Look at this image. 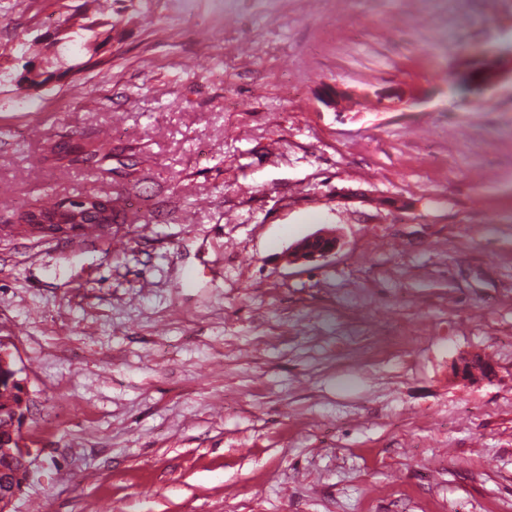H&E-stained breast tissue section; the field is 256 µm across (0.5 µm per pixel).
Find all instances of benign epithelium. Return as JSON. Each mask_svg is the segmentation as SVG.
I'll use <instances>...</instances> for the list:
<instances>
[{
    "mask_svg": "<svg viewBox=\"0 0 512 512\" xmlns=\"http://www.w3.org/2000/svg\"><path fill=\"white\" fill-rule=\"evenodd\" d=\"M508 65L512 67V57L506 60L502 55L495 53L490 64L468 65L462 71L453 69L448 71V83L452 85L456 81L462 80L471 86L491 88L496 84L499 74L505 71ZM73 73H75L73 69L54 67L48 58H33L26 61L17 82L26 90H40L52 83L66 82ZM374 95L380 103L392 107L403 100L405 92L400 87L391 85L375 91ZM367 97H369L367 93H356L339 86L325 85L322 88L320 99L339 112L342 103L357 104ZM110 226H112V209L101 208L98 201L92 197L69 201L57 215L39 214L34 222L28 224L31 233L51 237L77 236L89 227L105 231ZM335 251L336 240L333 237L325 234H313L289 247L288 258L303 262L325 260ZM19 373L20 370L15 368L5 342L0 339V383L21 388L23 398L21 407L24 408L30 406L31 398L27 381L19 377ZM493 373V360L490 357L483 359L465 357L455 366L457 377L468 383L488 380ZM27 418L28 411L26 410L21 415L16 413L13 416L15 435L12 436L14 445L12 454L19 461V470L0 471V512H11L20 497L24 481L31 472L32 451L22 443V431Z\"/></svg>",
    "mask_w": 512,
    "mask_h": 512,
    "instance_id": "7a95c632",
    "label": "benign epithelium"
}]
</instances>
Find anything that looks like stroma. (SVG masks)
<instances>
[{
  "label": "stroma",
  "mask_w": 512,
  "mask_h": 512,
  "mask_svg": "<svg viewBox=\"0 0 512 512\" xmlns=\"http://www.w3.org/2000/svg\"><path fill=\"white\" fill-rule=\"evenodd\" d=\"M82 2L0 0L17 512H512V79H445L512 44V0H109L99 61L17 89ZM336 83L406 97L339 112ZM71 139L109 156L49 161ZM98 191L109 232L16 221ZM473 354L490 380L454 377ZM49 58H33L23 66L17 82L26 90H40L52 83L66 82L67 79L79 68L69 70L67 68H55ZM291 261L311 262L325 260L336 251V240L325 234H313L289 247Z\"/></svg>",
  "instance_id": "35a3bbf8"
}]
</instances>
